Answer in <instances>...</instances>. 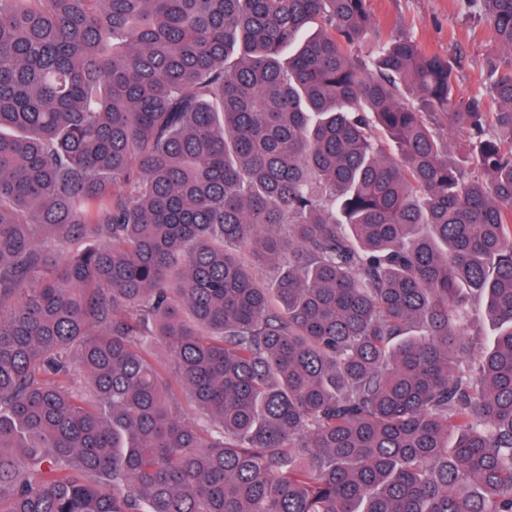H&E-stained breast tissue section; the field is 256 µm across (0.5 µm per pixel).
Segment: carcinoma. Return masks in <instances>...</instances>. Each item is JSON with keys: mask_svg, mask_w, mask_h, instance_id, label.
Segmentation results:
<instances>
[{"mask_svg": "<svg viewBox=\"0 0 512 512\" xmlns=\"http://www.w3.org/2000/svg\"><path fill=\"white\" fill-rule=\"evenodd\" d=\"M467 3L461 97L369 0H0V512H512V0Z\"/></svg>", "mask_w": 512, "mask_h": 512, "instance_id": "1", "label": "carcinoma"}]
</instances>
